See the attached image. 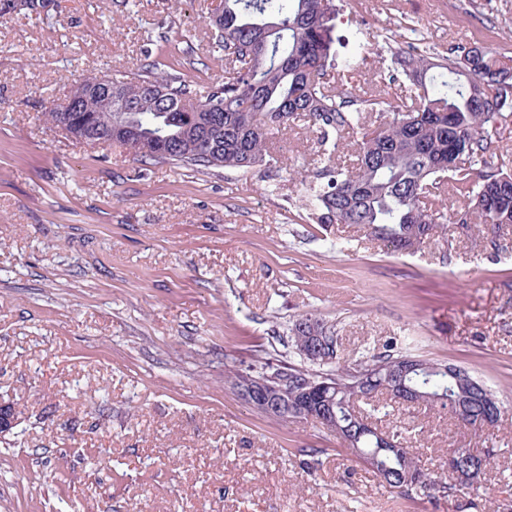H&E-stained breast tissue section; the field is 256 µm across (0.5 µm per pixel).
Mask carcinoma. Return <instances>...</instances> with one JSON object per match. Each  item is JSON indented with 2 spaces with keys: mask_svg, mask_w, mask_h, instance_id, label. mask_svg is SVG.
Masks as SVG:
<instances>
[{
  "mask_svg": "<svg viewBox=\"0 0 512 512\" xmlns=\"http://www.w3.org/2000/svg\"><path fill=\"white\" fill-rule=\"evenodd\" d=\"M19 9L0 14L48 18L44 0H21ZM224 14L210 22L212 45L224 52V80L204 85L180 72L159 69L149 59L122 74H90L82 85L103 79L112 82L122 112L105 111L104 103L89 96L79 112H62L55 102L44 107L46 123H67L72 138L87 131L123 147L133 143L134 158L143 164H171L203 171L210 168L248 171L266 164L269 141L294 122L315 128L320 144L338 147L346 136L363 129L367 115L377 113L375 126L357 143L356 159L347 169L333 168L323 152L318 170L322 183L304 184L311 218L319 224H354L394 254L409 253L436 240L452 223L465 232L496 235L512 224V173L488 161L492 137L512 109V59L477 46L452 48L446 55L418 46L391 52L390 64L377 73L381 83L400 78L408 82L405 97L387 102L365 92L344 96L331 75L333 57L326 17L336 15L334 0H219L212 12ZM468 198L469 210L447 214L427 207L423 199H439L446 189ZM327 328L326 347L314 359L302 357L309 323ZM334 327L311 314L292 320L287 345L300 363H263L250 374L275 376V385L300 389L306 381L336 384V425L347 454L367 467L392 468L388 486L407 498L446 497L473 491L458 477L442 481L436 469L422 465L416 442L402 427L360 430V420L379 411L376 400L391 398L381 375L406 357L387 350L356 364L327 363ZM363 369V390L357 398L347 392L350 368ZM408 383L422 392L417 406L445 411L463 429L478 420L499 423L494 414L473 401L465 414L457 404L463 389L437 371L420 370ZM387 434L401 456L378 450V435ZM421 474L406 483L407 465Z\"/></svg>",
  "mask_w": 512,
  "mask_h": 512,
  "instance_id": "1",
  "label": "carcinoma"
}]
</instances>
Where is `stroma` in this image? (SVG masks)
<instances>
[{"label":"stroma","instance_id":"1","mask_svg":"<svg viewBox=\"0 0 512 512\" xmlns=\"http://www.w3.org/2000/svg\"><path fill=\"white\" fill-rule=\"evenodd\" d=\"M333 48L355 57L342 90L375 83L393 46L473 43L512 57V0H335ZM211 0H57L52 20L0 17V512H512V226L495 243L449 225L406 255L350 224H316L301 177L322 148L297 122L265 171L145 166L42 118L91 73L151 56L224 77ZM334 325L347 361L390 345L467 369L502 406L497 427L394 406L424 462L491 453L479 491L399 495L317 423L244 402L227 370L283 345L296 316ZM315 449L316 468L303 452Z\"/></svg>","mask_w":512,"mask_h":512}]
</instances>
